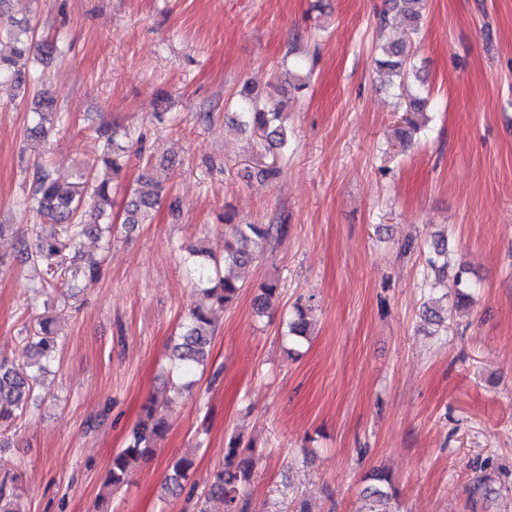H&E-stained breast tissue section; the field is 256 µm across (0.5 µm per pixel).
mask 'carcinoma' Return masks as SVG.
I'll list each match as a JSON object with an SVG mask.
<instances>
[{"label": "carcinoma", "mask_w": 512, "mask_h": 512, "mask_svg": "<svg viewBox=\"0 0 512 512\" xmlns=\"http://www.w3.org/2000/svg\"><path fill=\"white\" fill-rule=\"evenodd\" d=\"M427 0H389L390 9L405 17L408 31L418 34ZM29 29L18 33L6 32L13 43L12 54L0 57V88L12 84L21 88L28 81L35 80L29 70L30 54L38 53L40 61L62 54L54 43L43 41L37 45L28 36ZM385 57L377 60L380 72L403 84L408 78L407 61L409 51L403 41H392L384 47ZM248 111L243 113L247 122L260 130L269 131L274 145L288 151V133L278 121L282 112L275 105L257 108L254 100H249ZM30 112L36 120L35 130L46 132V125L53 124L57 116L54 100L46 91L39 92L32 100ZM97 150L103 154L112 153V169L121 167L124 147L116 142L115 136L106 131H98ZM135 200L126 211L124 223L133 227L143 224L150 211L163 198V187L159 184L149 192L135 191ZM112 186L107 179L85 180L83 182L62 183L46 168L36 171L32 196L24 202L28 209L39 213L48 224L59 226V233L49 237L36 235L33 241L36 260L46 267L51 275L56 269L63 268L61 253L66 249L80 255L79 245L83 236H109L112 224L101 223L109 217L112 209ZM287 231L283 224H232L230 231L224 234V254L217 255L208 248L191 252L193 265L197 273L195 287L201 292L204 302L197 305L185 318L181 331L169 348L168 358L172 364L171 372L179 380L178 390H188L196 383L198 371L204 368L211 350L216 332L213 315L217 309L234 304L243 288L244 276L239 270L252 260V254L243 250L240 243L250 241L256 246H264L281 237ZM428 268L436 275L443 276L448 269L447 240L440 238L433 243V252L427 258ZM455 288L453 308L458 309L472 301L473 284L459 273L454 279ZM279 284L269 281L261 286L256 313L261 314L276 299ZM311 308L296 306L293 317L287 323V335L303 338L308 335L312 325ZM42 336L29 343L36 362L20 370L5 358H0V421L17 416V411L34 385L39 383L42 373L55 362L57 343L55 332L51 330V320L41 322ZM176 399L163 401L151 399L145 405V418L132 430L127 445L112 456L103 483L105 493L99 495V501L110 499L112 490L124 484L132 472L133 464L139 460L152 458L157 451V443L167 432L165 411L175 405ZM254 448L240 436H233L224 446L223 467L205 483L198 500V512H207L206 504L219 501L224 504V512H250L251 483L254 472ZM194 460L182 457L170 465L166 479V488L172 495H178L184 489L191 476ZM368 484L362 491L364 504L360 512H395L387 507L388 501L397 497L392 490L390 474L383 470H374L368 475Z\"/></svg>", "instance_id": "cac0c4a2"}]
</instances>
